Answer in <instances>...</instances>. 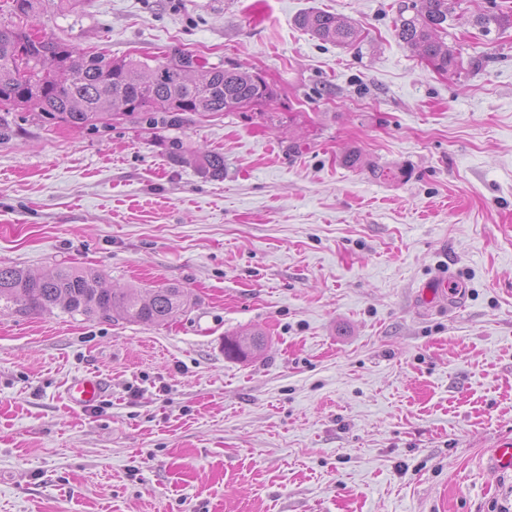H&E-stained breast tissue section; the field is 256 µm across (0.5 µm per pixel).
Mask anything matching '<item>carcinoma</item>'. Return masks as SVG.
<instances>
[{"instance_id":"1","label":"carcinoma","mask_w":512,"mask_h":512,"mask_svg":"<svg viewBox=\"0 0 512 512\" xmlns=\"http://www.w3.org/2000/svg\"><path fill=\"white\" fill-rule=\"evenodd\" d=\"M463 0H404L394 22L397 37L438 71L457 70L461 56L444 41L448 22L474 26L487 36L512 25V15L496 0L476 15L467 14ZM41 0H10L9 21H0V101L37 111L44 118L98 132L112 126L111 110L150 129L181 125L185 115L252 110L274 92L257 72L239 67L206 68L179 50L152 66L131 58H108L80 52L51 36H37L26 21L37 15ZM296 23L314 37L339 46L360 39V31L334 14L311 9ZM174 165L190 164L212 179L224 177V155L191 153L178 138L164 143ZM186 289L178 285L152 288L144 297L136 288L109 290L92 270L60 269L35 276L14 267H0V312L17 315L61 308L88 319L102 317L160 325L186 309ZM266 345L261 332L228 337L224 354L244 359Z\"/></svg>"}]
</instances>
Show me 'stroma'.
Returning <instances> with one entry per match:
<instances>
[{"label":"stroma","instance_id":"stroma-1","mask_svg":"<svg viewBox=\"0 0 512 512\" xmlns=\"http://www.w3.org/2000/svg\"><path fill=\"white\" fill-rule=\"evenodd\" d=\"M400 2L43 0L32 31L178 48L275 96L154 131L0 107V266L190 298L162 326L0 313V512H512L489 464L512 440V27L451 24L444 74L396 36ZM312 8L360 47L299 28ZM172 137L223 178L170 164ZM254 331L260 354L225 356ZM84 374L108 389L70 408Z\"/></svg>","mask_w":512,"mask_h":512}]
</instances>
